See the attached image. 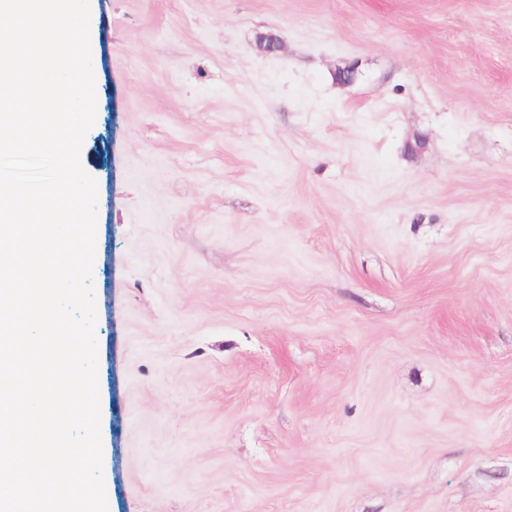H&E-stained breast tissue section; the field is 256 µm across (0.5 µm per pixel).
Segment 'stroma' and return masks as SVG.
<instances>
[{"instance_id":"obj_1","label":"stroma","mask_w":512,"mask_h":512,"mask_svg":"<svg viewBox=\"0 0 512 512\" xmlns=\"http://www.w3.org/2000/svg\"><path fill=\"white\" fill-rule=\"evenodd\" d=\"M89 3L108 512H512V0Z\"/></svg>"}]
</instances>
